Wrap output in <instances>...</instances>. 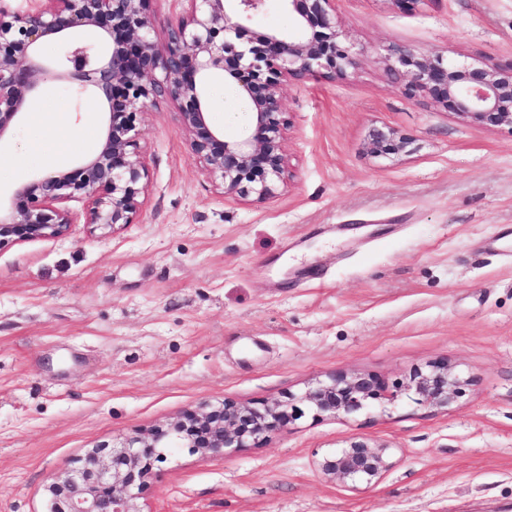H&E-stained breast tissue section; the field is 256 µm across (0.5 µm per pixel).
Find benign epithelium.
Segmentation results:
<instances>
[{
  "label": "benign epithelium",
  "mask_w": 512,
  "mask_h": 512,
  "mask_svg": "<svg viewBox=\"0 0 512 512\" xmlns=\"http://www.w3.org/2000/svg\"><path fill=\"white\" fill-rule=\"evenodd\" d=\"M0 7V145L20 125L29 102L53 81L85 98L102 117L97 150L72 166L34 176L10 202L0 198V248L63 235L73 223L62 203L85 202L84 223L107 232L131 224L149 191L139 123L159 99L171 102L191 156L226 196L263 200L290 179L284 153L290 120L282 87L291 79L343 76L356 53L341 45L335 0H282L294 19L287 31L257 34L250 12L265 0H182L164 37L154 35L155 0H26ZM67 53L55 65L47 42ZM408 96L423 94L463 119L512 125V72L412 51L387 58ZM227 74L247 100V130L229 137L210 123L206 78ZM411 141L375 127L377 157L408 152ZM470 379L446 362L414 370L391 390L365 374H337L300 396L253 407L224 399L164 424L89 449L79 466L55 474L45 492L47 512H145L141 491L153 466L180 448L203 458L230 456L278 432L306 413L346 418L393 403L403 394L446 409ZM391 448L352 437L317 461L326 477L354 487L377 484L391 468Z\"/></svg>",
  "instance_id": "benign-epithelium-1"
}]
</instances>
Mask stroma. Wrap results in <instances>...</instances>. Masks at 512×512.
Returning <instances> with one entry per match:
<instances>
[{"label":"stroma","mask_w":512,"mask_h":512,"mask_svg":"<svg viewBox=\"0 0 512 512\" xmlns=\"http://www.w3.org/2000/svg\"><path fill=\"white\" fill-rule=\"evenodd\" d=\"M357 65L283 87L292 177L225 196L176 108L140 123L150 188L134 223L0 248V512H46L51 477L86 450L224 398L260 406L337 373L388 386L445 361L474 375L449 407L401 397L349 418L306 414L228 458L168 456L146 512H512V126L408 98L394 50L512 69V0H336ZM210 121L250 108L212 75ZM412 139L394 159L373 127ZM101 128L54 87L0 149V193L91 155ZM393 465L371 487L322 475L351 437Z\"/></svg>","instance_id":"35a3bbf8"}]
</instances>
